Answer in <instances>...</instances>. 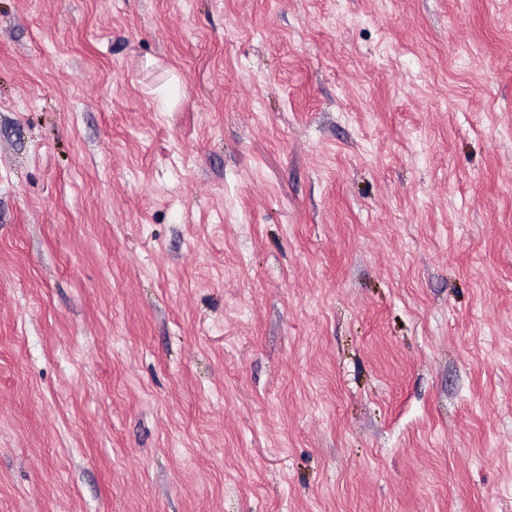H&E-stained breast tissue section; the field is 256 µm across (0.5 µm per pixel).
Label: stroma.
Masks as SVG:
<instances>
[{"instance_id": "obj_1", "label": "stroma", "mask_w": 512, "mask_h": 512, "mask_svg": "<svg viewBox=\"0 0 512 512\" xmlns=\"http://www.w3.org/2000/svg\"><path fill=\"white\" fill-rule=\"evenodd\" d=\"M0 512H512V0H0Z\"/></svg>"}]
</instances>
